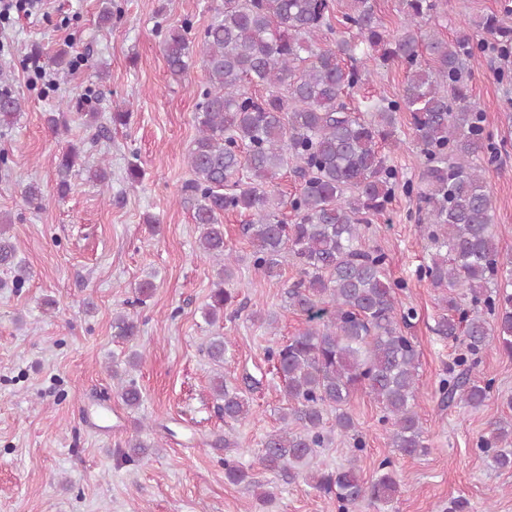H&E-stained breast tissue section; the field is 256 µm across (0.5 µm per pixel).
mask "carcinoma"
<instances>
[{
    "mask_svg": "<svg viewBox=\"0 0 512 512\" xmlns=\"http://www.w3.org/2000/svg\"><path fill=\"white\" fill-rule=\"evenodd\" d=\"M404 23L386 34L375 0H348V11L332 19V0H224L200 32L185 21L169 28L162 50L171 77L187 74L200 53L207 87L196 104L198 135L188 153L192 178L183 187L194 223L202 227V255L218 266L216 288L204 312L213 325L232 305L226 287L238 262L224 243L226 211L250 217L243 233L253 245L251 261L267 277L281 275L288 261L299 278L285 290L288 307L306 317L307 327L288 343L268 350L283 379L290 404L282 426L262 441L259 462L293 478L310 466L331 441L324 416L335 412L336 434L352 440L348 466L314 476L315 488L335 497L338 512H356L367 501L387 503L397 492L392 461L380 463L365 481L355 460L365 449L358 423L348 411L359 391L374 396L390 426L391 444L403 456L427 451L416 411L420 351L408 335L414 312L400 307L402 283L388 273L387 256L363 245L364 228L387 210L398 171L380 143L394 136L396 114L408 112L414 141L423 157L417 183L406 190L419 201L417 223L429 225L431 264L423 274L444 288L435 332L461 341L458 374L439 381L440 403L484 404L491 383L471 378L476 355L487 340L512 355V256L499 249L494 213L478 160L489 150L483 114L471 101L466 73L489 44L512 45V27L495 15L477 24L473 35L448 41L422 36L421 22L439 16V0H401ZM341 36L326 47L314 38ZM401 64L407 73L402 95L365 104V117L347 103L370 74L368 63ZM22 111V101L0 92V125ZM80 152L72 145L58 158L57 188L65 196ZM292 167L300 180L287 198L276 190L280 172ZM295 222L287 224L282 210ZM0 214V267H20ZM461 289L470 307L461 308ZM115 335L138 333L134 318H114ZM228 341L214 336L208 357L224 362ZM217 409L238 421L249 401L224 376L213 379ZM130 408L142 402L135 381L121 382ZM478 448L488 465L512 469V421L490 423ZM225 476L249 489L253 481L238 462L224 459Z\"/></svg>",
    "mask_w": 512,
    "mask_h": 512,
    "instance_id": "1",
    "label": "carcinoma"
}]
</instances>
